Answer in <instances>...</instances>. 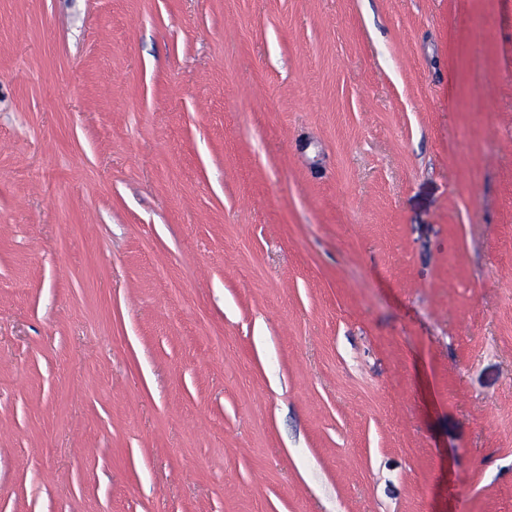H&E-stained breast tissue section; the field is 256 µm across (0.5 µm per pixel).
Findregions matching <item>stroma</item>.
Returning <instances> with one entry per match:
<instances>
[{"label":"stroma","mask_w":512,"mask_h":512,"mask_svg":"<svg viewBox=\"0 0 512 512\" xmlns=\"http://www.w3.org/2000/svg\"><path fill=\"white\" fill-rule=\"evenodd\" d=\"M0 512H512V0H0Z\"/></svg>","instance_id":"obj_1"}]
</instances>
